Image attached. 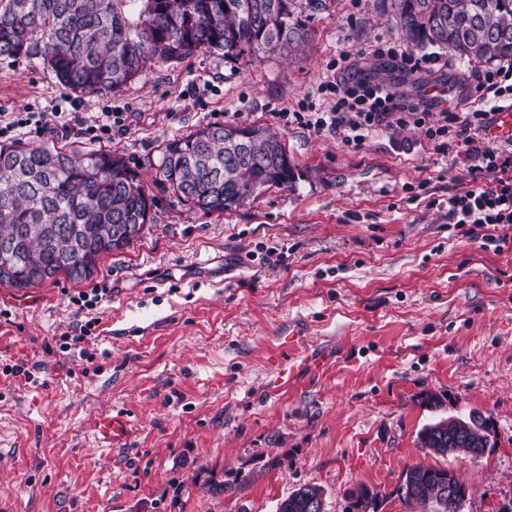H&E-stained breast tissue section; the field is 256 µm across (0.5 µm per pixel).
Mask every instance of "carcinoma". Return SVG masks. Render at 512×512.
<instances>
[{
  "instance_id": "cac0c4a2",
  "label": "carcinoma",
  "mask_w": 512,
  "mask_h": 512,
  "mask_svg": "<svg viewBox=\"0 0 512 512\" xmlns=\"http://www.w3.org/2000/svg\"><path fill=\"white\" fill-rule=\"evenodd\" d=\"M415 47L429 45L470 62L512 61V0H376ZM324 0H0V58L39 61L60 84L84 95L127 87L147 62L179 63L196 53L252 62L267 52L296 54L311 41ZM152 176L110 148L79 151L57 143H0V246L14 257L0 285L35 288L60 274L89 279L107 253L145 235L165 194L219 215L265 187H293L295 165L282 140L259 125L207 124L161 146ZM489 429L483 416L423 427L420 448L476 458ZM455 472L416 464L399 492L418 512H463ZM277 512H313L300 492ZM348 512H376L379 494L361 485Z\"/></svg>"
}]
</instances>
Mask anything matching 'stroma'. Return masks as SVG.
I'll use <instances>...</instances> for the list:
<instances>
[{"label":"stroma","mask_w":512,"mask_h":512,"mask_svg":"<svg viewBox=\"0 0 512 512\" xmlns=\"http://www.w3.org/2000/svg\"><path fill=\"white\" fill-rule=\"evenodd\" d=\"M312 25L299 56L157 60L98 97L0 58V113H66L81 150L98 113H120L111 147L141 175L165 141L206 124L270 128L299 173L221 216L164 197L140 241L89 280L27 289L28 308L0 285V512H276L305 484L323 489L325 512H346L362 484L378 512H412L398 488L418 463L459 475L464 512L512 504V247L448 222L471 158L393 119L358 149L312 126L334 103L323 84L340 53L411 98L456 87L472 65L448 68L442 50L431 69L392 71L376 47L408 44L375 0H326ZM95 286L108 295L78 310L72 295ZM90 319L86 354H62L59 336ZM111 410L133 424L128 447L92 443ZM472 411L490 420L482 457L419 448L423 426Z\"/></svg>","instance_id":"1"}]
</instances>
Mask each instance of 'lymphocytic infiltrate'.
<instances>
[{"label": "lymphocytic infiltrate", "instance_id": "obj_1", "mask_svg": "<svg viewBox=\"0 0 512 512\" xmlns=\"http://www.w3.org/2000/svg\"><path fill=\"white\" fill-rule=\"evenodd\" d=\"M347 60V55L339 56L338 75L325 84L336 101L316 119V128L336 131L346 145L357 149L395 113L401 124L425 128L441 152L458 144L467 146L474 160L471 172L482 181L449 196L448 221L463 236L503 251L507 240L494 235L493 229L512 224V147L483 142L491 120V112L483 104L492 99L512 105V62L476 72L463 86L467 107L439 111L427 100L405 98L389 83L346 76Z\"/></svg>", "mask_w": 512, "mask_h": 512}]
</instances>
